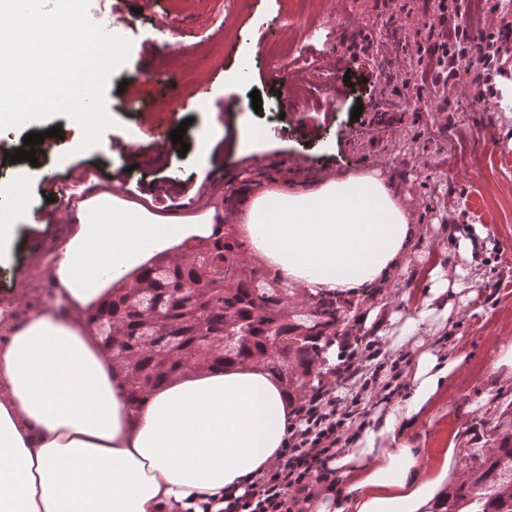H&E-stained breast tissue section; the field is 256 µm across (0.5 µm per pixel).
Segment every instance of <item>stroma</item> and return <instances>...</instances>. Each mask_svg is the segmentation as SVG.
<instances>
[{
	"label": "stroma",
	"instance_id": "obj_1",
	"mask_svg": "<svg viewBox=\"0 0 512 512\" xmlns=\"http://www.w3.org/2000/svg\"><path fill=\"white\" fill-rule=\"evenodd\" d=\"M128 10L127 62L109 80L106 108L117 120L113 147L70 154L71 121L63 115L30 127L0 130V184L23 180L28 211L0 240V304L13 303L16 319L49 305V266L56 242L74 208L90 191L115 189L121 196L181 217L241 209L257 181L305 182L380 173L414 212L410 254L389 284L351 309L347 323L379 335L412 315L436 267L459 265L475 293L436 333L461 365L435 421L419 422L417 447L437 445L447 426L458 450L471 445V429L492 426L499 402L512 400V372L490 373L500 345L512 343V110L480 98L470 75L435 86L432 60L413 65L417 40L436 24L432 0H310L299 14L296 0H122ZM223 26H216V18ZM371 35L368 54L353 46ZM159 46L150 61L141 43ZM251 60L252 75L235 76L237 60ZM337 68H326L328 59ZM409 79L413 90L394 98V84ZM424 86L423 95L415 87ZM259 92L254 111L251 92ZM359 119H352L355 104ZM219 121L226 137L208 159L196 148L199 132ZM184 127L186 155H150L157 135ZM260 128L264 139L238 156L227 139L240 127ZM59 128L37 165L10 163L30 132ZM145 150L143 164L129 168L123 145ZM66 188L55 202L58 223L35 224L45 210L39 188L46 173ZM481 225L484 239L471 260L459 255V233ZM375 319L363 325L360 311Z\"/></svg>",
	"mask_w": 512,
	"mask_h": 512
}]
</instances>
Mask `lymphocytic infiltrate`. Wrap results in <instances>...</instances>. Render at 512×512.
<instances>
[{
	"label": "lymphocytic infiltrate",
	"mask_w": 512,
	"mask_h": 512,
	"mask_svg": "<svg viewBox=\"0 0 512 512\" xmlns=\"http://www.w3.org/2000/svg\"><path fill=\"white\" fill-rule=\"evenodd\" d=\"M458 0H435L439 32L429 52L439 66L457 76L462 65L456 47L470 37L468 27L451 23L458 12ZM482 41L488 48V64L473 77L481 95H495L491 84L497 55L512 50V32L502 26H489ZM400 360H388L382 343L362 336L344 344L337 370L326 374L320 387L302 396L293 409V424L287 443L276 460L261 475L248 483L243 493L228 492L223 512H305L307 502L329 476L326 462L341 453L349 443L354 425L364 416L365 397L384 399L401 378ZM351 387V398L336 395L337 385Z\"/></svg>",
	"instance_id": "f902f5d3"
}]
</instances>
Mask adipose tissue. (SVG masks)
<instances>
[{
    "label": "adipose tissue",
    "instance_id": "1",
    "mask_svg": "<svg viewBox=\"0 0 512 512\" xmlns=\"http://www.w3.org/2000/svg\"><path fill=\"white\" fill-rule=\"evenodd\" d=\"M252 259L303 295L367 294L400 269L413 217L390 184L355 175L257 186L233 214ZM211 214L172 218L118 192L79 203L50 267L51 305L13 322L0 308V512H222L278 456L292 421L280 379L257 363L192 370L132 403L85 317L161 254L210 237ZM461 268L430 287L394 343L412 346L401 395L378 407L311 512H444L457 450L415 447L457 363L423 335L469 294Z\"/></svg>",
    "mask_w": 512,
    "mask_h": 512
}]
</instances>
